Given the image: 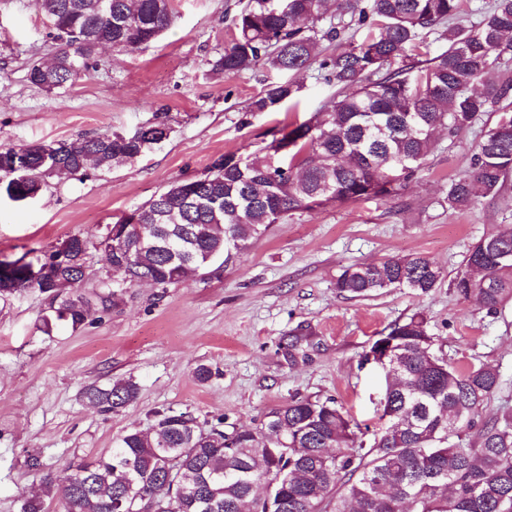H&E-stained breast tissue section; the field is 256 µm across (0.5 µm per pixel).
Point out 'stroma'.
I'll return each instance as SVG.
<instances>
[{
	"label": "stroma",
	"instance_id": "35a3bbf8",
	"mask_svg": "<svg viewBox=\"0 0 512 512\" xmlns=\"http://www.w3.org/2000/svg\"><path fill=\"white\" fill-rule=\"evenodd\" d=\"M169 2L172 23L151 47L102 50L72 84L47 90L27 71L55 55L49 26L34 0H0V147L158 122L171 130L136 162L49 179L27 202L0 195V260H30L69 236L99 234L226 153H262L279 130L314 119L335 98L336 86L311 69L294 74L301 91L293 101L247 111L273 73L214 67L234 36L239 0ZM496 119L484 112L456 135L439 130L398 195L285 214L211 280L138 284L119 306L92 310L76 329L57 323L48 334L37 321L46 295L25 289L0 300V512H19V493L34 481L28 456L64 476L71 460L108 453L125 431H149L158 410L256 427L292 399L333 398L357 422L375 424L384 378L363 356L383 329L418 312L449 361L498 366L485 416L512 409V301L491 312L450 283L476 241L512 229V173L498 195L469 209L447 200ZM410 254L435 261L447 280L426 295L390 289L351 297L335 288L349 265ZM203 365L212 371L204 384L195 378ZM118 379L139 388L120 414L84 400L87 385Z\"/></svg>",
	"mask_w": 512,
	"mask_h": 512
}]
</instances>
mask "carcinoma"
<instances>
[{
    "label": "carcinoma",
    "instance_id": "obj_1",
    "mask_svg": "<svg viewBox=\"0 0 512 512\" xmlns=\"http://www.w3.org/2000/svg\"><path fill=\"white\" fill-rule=\"evenodd\" d=\"M336 0H243L234 18L232 41L215 67L243 75L260 66L290 73L317 67L338 88L336 100L315 121L273 139L262 157L227 153L209 174L179 180L157 198L159 212L141 205L140 232L111 242L102 233L67 238L74 262L51 267L35 281L30 267L45 259L12 262L0 277V299L33 288L50 299L41 316L48 333L57 321L76 329L96 304L103 310L122 300L123 290L141 273L154 285L177 283L166 252L141 250L139 235L184 252L188 266L212 256L216 276L252 238L288 212L310 211L331 203H355L396 194L427 157L440 127L453 135L481 112L512 99V79L488 80L512 48V0L492 8L465 29H441L456 16L461 0H344L340 19L317 28ZM59 42L46 69L34 63L28 80L55 89L72 83L95 59L98 48L145 49L171 23L169 0H112L103 14L93 0H35ZM350 21H344V17ZM375 28L360 41H348L326 54L322 42H340L351 22ZM441 29L448 48L406 68L390 69L410 57L425 29ZM291 80L271 82L248 104L250 112H271L297 97ZM166 137L150 128L143 134L100 132L56 145L59 178L86 170L84 156L101 153L105 166L133 162ZM45 145L0 148V179L15 185L16 201L35 198L46 185L41 175ZM23 154L28 178L13 173ZM281 154L288 162L273 166ZM512 171V111L502 106L484 134L471 169L448 188V204L466 209L495 196ZM100 251L118 278L102 282L95 300L78 292L86 276L89 248ZM512 231L479 239L467 257V270L452 285L464 298L481 297L496 311L512 297ZM444 278L431 259L413 254L375 264H353L336 279V290L367 297L391 288L430 293ZM381 336L393 342L385 379L380 426L365 445L359 424L333 398H301L266 414L255 428L205 430L189 412H155L151 433L130 430L110 452L92 461H73L59 486L63 512H144L152 502L160 512H244L260 485H273L275 512H512V410L482 420L485 404L499 385L491 363L462 369L446 361L421 313L395 323ZM84 397L104 413L117 414L138 398V386L118 379L91 384ZM28 468L39 484L22 495L20 512H46L44 495L55 482L40 457Z\"/></svg>",
    "mask_w": 512,
    "mask_h": 512
}]
</instances>
